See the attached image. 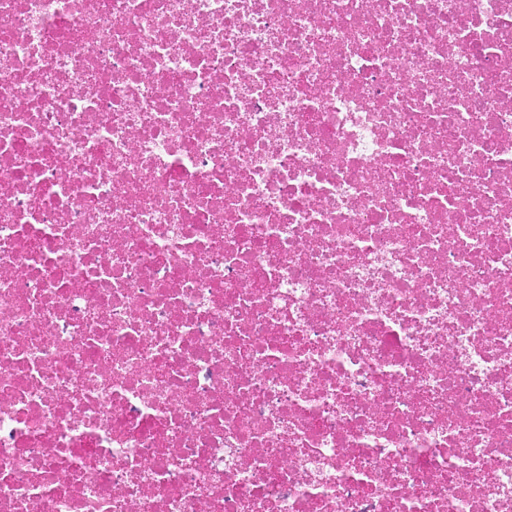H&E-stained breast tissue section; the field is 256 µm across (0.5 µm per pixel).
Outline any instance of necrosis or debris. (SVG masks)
I'll return each mask as SVG.
<instances>
[{"label": "necrosis or debris", "mask_w": 512, "mask_h": 512, "mask_svg": "<svg viewBox=\"0 0 512 512\" xmlns=\"http://www.w3.org/2000/svg\"><path fill=\"white\" fill-rule=\"evenodd\" d=\"M0 512H512V0H0Z\"/></svg>", "instance_id": "necrosis-or-debris-1"}]
</instances>
